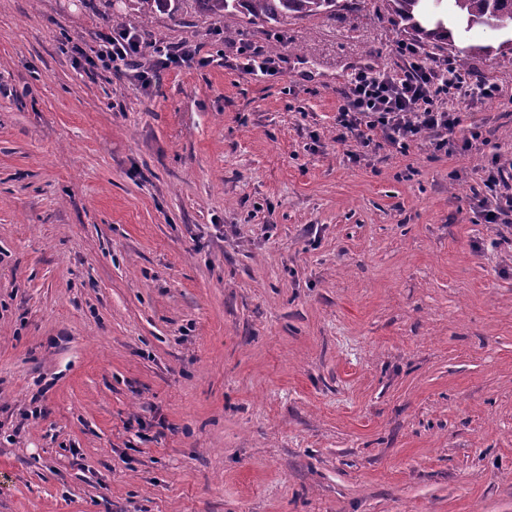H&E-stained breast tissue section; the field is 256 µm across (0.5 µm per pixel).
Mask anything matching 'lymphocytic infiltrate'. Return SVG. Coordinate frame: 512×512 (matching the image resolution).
Segmentation results:
<instances>
[{
    "label": "lymphocytic infiltrate",
    "mask_w": 512,
    "mask_h": 512,
    "mask_svg": "<svg viewBox=\"0 0 512 512\" xmlns=\"http://www.w3.org/2000/svg\"><path fill=\"white\" fill-rule=\"evenodd\" d=\"M147 53L154 58L153 66L141 62ZM398 53L404 61L400 71L361 70L348 80L336 112L337 140L352 138L370 151L387 145L405 152L426 133L433 151L441 152L460 122L459 113L448 111L446 101L471 105L499 94L496 84L474 79L455 66H428L414 45L400 44ZM198 54L196 46L148 42L137 29L125 27L101 34L97 49L84 61L92 68L132 74L147 84L154 67L190 64ZM483 184L486 193L478 206L485 223H507L512 218V192L506 191L501 170L489 171Z\"/></svg>",
    "instance_id": "obj_1"
}]
</instances>
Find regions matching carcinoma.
Here are the masks:
<instances>
[{
	"mask_svg": "<svg viewBox=\"0 0 512 512\" xmlns=\"http://www.w3.org/2000/svg\"><path fill=\"white\" fill-rule=\"evenodd\" d=\"M142 17L163 13L175 17L187 0H130ZM211 16L232 20L249 16L252 23H273L281 28L290 19L332 16L338 0H194ZM383 10L404 23L406 29L429 39L447 33L445 23L453 22L468 33L480 26L496 33H512V0H381Z\"/></svg>",
	"mask_w": 512,
	"mask_h": 512,
	"instance_id": "1",
	"label": "carcinoma"
}]
</instances>
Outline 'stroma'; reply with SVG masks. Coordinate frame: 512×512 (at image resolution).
<instances>
[{
    "mask_svg": "<svg viewBox=\"0 0 512 512\" xmlns=\"http://www.w3.org/2000/svg\"><path fill=\"white\" fill-rule=\"evenodd\" d=\"M345 3L128 12L208 59L144 89L73 52L109 0H0V512H512V226L475 210L512 55ZM411 41L501 95L452 103V152L361 156L339 92ZM211 16L224 22L248 15L251 23H273L280 28L290 19L336 15L338 0H193ZM235 55L246 61L243 63V68L249 74L261 73L273 76L278 72L274 57L263 46L245 44L236 48Z\"/></svg>",
    "mask_w": 512,
    "mask_h": 512,
    "instance_id": "obj_1",
    "label": "stroma"
}]
</instances>
